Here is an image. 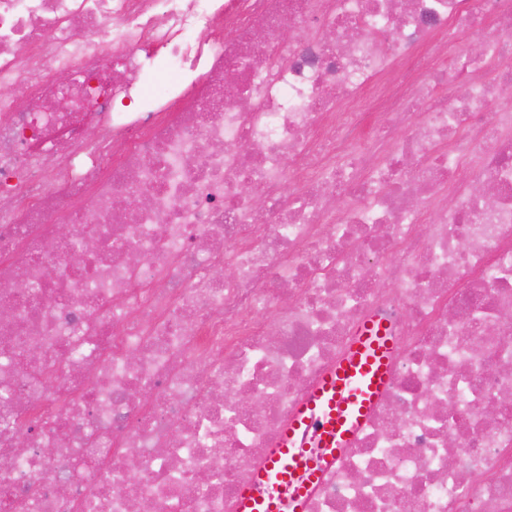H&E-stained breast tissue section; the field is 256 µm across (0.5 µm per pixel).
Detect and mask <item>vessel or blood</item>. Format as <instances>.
Instances as JSON below:
<instances>
[{
  "instance_id": "1",
  "label": "vessel or blood",
  "mask_w": 512,
  "mask_h": 512,
  "mask_svg": "<svg viewBox=\"0 0 512 512\" xmlns=\"http://www.w3.org/2000/svg\"><path fill=\"white\" fill-rule=\"evenodd\" d=\"M392 353L391 339L382 325L367 323L358 329L343 359L321 376L274 440L253 485L242 489L237 512H280L273 488L291 482L297 470L307 472L298 496H305L308 487L320 482L321 470L310 466L304 453L308 439L316 438L329 456H337L386 388Z\"/></svg>"
}]
</instances>
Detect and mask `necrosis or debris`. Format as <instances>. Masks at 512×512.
Masks as SVG:
<instances>
[{
	"mask_svg": "<svg viewBox=\"0 0 512 512\" xmlns=\"http://www.w3.org/2000/svg\"><path fill=\"white\" fill-rule=\"evenodd\" d=\"M368 321L303 512H512V0H0V512H235ZM392 353L390 336L382 325L367 323L358 329L343 359L321 376L274 440L253 485L242 489L238 512H280L281 503L273 487L291 484L294 472L305 469L307 481L296 497V506L302 509L301 498L322 478V471L306 459L308 439L315 437L331 458L337 457L386 388Z\"/></svg>",
	"mask_w": 512,
	"mask_h": 512,
	"instance_id": "4bbe7bcc",
	"label": "necrosis or debris"
}]
</instances>
